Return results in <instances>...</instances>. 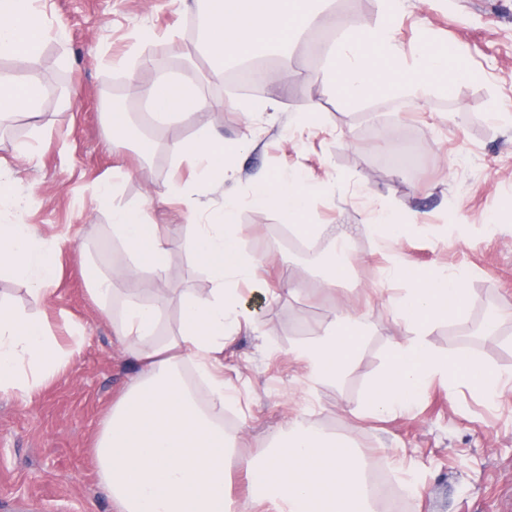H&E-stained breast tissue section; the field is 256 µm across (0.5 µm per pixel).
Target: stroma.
<instances>
[{
  "instance_id": "1",
  "label": "stroma",
  "mask_w": 512,
  "mask_h": 512,
  "mask_svg": "<svg viewBox=\"0 0 512 512\" xmlns=\"http://www.w3.org/2000/svg\"><path fill=\"white\" fill-rule=\"evenodd\" d=\"M51 36L33 66L48 92L41 115H20L0 131V156L8 161L17 200L0 205V224H31L57 245L60 276L43 308L61 346L82 343L68 367L28 402L0 395V499H23L40 512H113L101 484L93 444L113 402L139 367L114 341L85 282L87 261L100 270L119 266L124 255L112 235L111 213L97 199L104 179L115 185L113 202L135 207L164 181L192 177L189 164H175L169 145L203 131L219 130L237 145L233 175L223 185H199V199L221 208L233 192L244 202L234 221L247 250L265 242L269 264L242 294L254 311L251 325L224 348V382L238 404L224 412L227 432L237 435L241 465L230 467L227 496L239 512H261L250 500L244 460L260 457L289 413L290 403L310 404L325 433L352 438L367 472L411 469L417 478L403 512H501L512 497V395L489 404L433 382L409 414L358 418L367 384L383 369L392 339L400 334L386 303L383 270L398 256L428 273L448 265L468 270L469 321L436 324L429 336L439 352H465L500 368H512V0H403L396 42H454L480 80L432 88L425 99L375 95L344 99L327 80L303 79L325 72L326 49L336 27L320 30L313 45L292 43L289 73L301 83L266 81L257 90L228 89L223 79L202 82L200 92L224 102L220 112L197 110L178 125L150 128L155 148L135 158L113 148L106 131L109 97L122 100L134 120L146 115L136 89L153 71L181 72L185 61L205 71L196 54L195 23L201 8L180 0H43ZM156 37L136 42L142 28ZM129 57L125 70L112 60ZM72 106L60 110V94ZM264 100V112L246 113L245 102ZM317 124L298 127L310 104ZM497 117H489V107ZM34 148L37 163L20 150ZM302 172L316 191L311 220L332 227L370 224L375 210L393 212L410 232L389 246L369 233L353 242L355 276L322 290L306 275L296 293L284 285L303 264L287 219L271 207L247 201L264 174ZM364 315L369 333L355 366L333 386L308 391L288 354L330 325L341 307ZM493 311L506 318L491 336L477 328Z\"/></svg>"
}]
</instances>
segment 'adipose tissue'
<instances>
[{"instance_id":"adipose-tissue-1","label":"adipose tissue","mask_w":512,"mask_h":512,"mask_svg":"<svg viewBox=\"0 0 512 512\" xmlns=\"http://www.w3.org/2000/svg\"><path fill=\"white\" fill-rule=\"evenodd\" d=\"M310 0H217L207 6L202 45L211 57L212 76L224 73V60L265 48L287 57L291 34L315 25L319 13ZM401 0H382L380 18L367 22L358 13L338 18L342 31L327 57L332 79L349 100L379 91L423 99L426 91L456 74L478 79L461 56L448 55L428 42L403 50L393 36ZM49 36L41 0H0V58L13 60L17 72H0V125L23 114L38 117L46 87L31 64ZM195 73L163 72L140 90L150 119L185 116L194 109L220 112L223 102L198 92ZM235 148L221 133L209 130L191 140H176L171 154L196 168L202 181L223 183L225 163ZM110 182H102L98 200L112 208V233L130 258L121 287L111 277L87 273L89 293L114 338L139 364L138 379L112 405L95 444L100 479L114 512H237L225 493L226 463L235 438L215 417V408L231 403L224 389V345L248 317L237 289L251 281L264 259L246 253L242 229L233 217L241 204L225 196L221 210H207L191 189L177 180L156 193L165 203L188 202L189 234L172 250L162 225L150 217L151 202L137 207L112 206ZM314 194L295 172H273L252 184L249 201L270 206L287 217L307 239L324 238L313 261L322 269L321 285L334 290L350 273L354 228L324 234L309 223ZM205 268L209 288L184 295L176 326L163 309L171 294L168 270L176 254ZM57 250L29 224H0V268L29 283L33 306L44 304L56 279ZM387 283L403 284L389 295L393 320L404 331L387 351L385 365L364 399L368 415L411 412L433 380L443 381L449 396L467 388L489 403L512 390V369L494 367L465 353L443 355L429 335L440 319L466 322L467 276L445 267L424 274L403 260L384 270ZM369 327L362 315L343 310L319 336L289 348L315 390L338 382L353 366ZM47 319L23 316L0 305V394L29 400L71 360ZM192 366L206 383L210 407L199 405L184 378ZM308 408L289 416L279 443L256 461L247 474L264 512H374L359 451L344 436L325 434L309 419Z\"/></svg>"}]
</instances>
